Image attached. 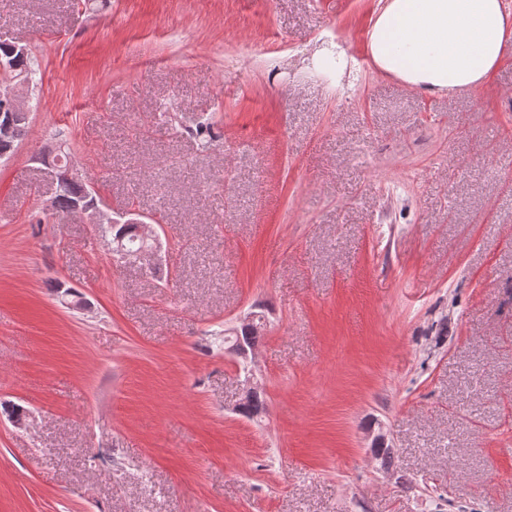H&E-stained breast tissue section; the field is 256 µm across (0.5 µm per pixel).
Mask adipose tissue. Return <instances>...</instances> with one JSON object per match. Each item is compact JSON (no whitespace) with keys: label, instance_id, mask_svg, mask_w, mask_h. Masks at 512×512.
<instances>
[{"label":"adipose tissue","instance_id":"adipose-tissue-1","mask_svg":"<svg viewBox=\"0 0 512 512\" xmlns=\"http://www.w3.org/2000/svg\"><path fill=\"white\" fill-rule=\"evenodd\" d=\"M370 32L377 68L408 89H477L512 44V0H382Z\"/></svg>","mask_w":512,"mask_h":512}]
</instances>
